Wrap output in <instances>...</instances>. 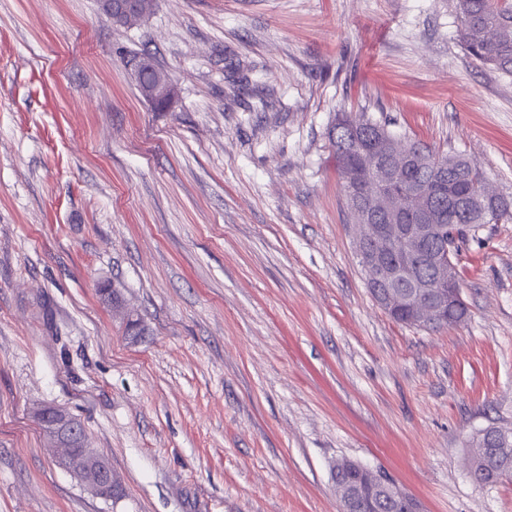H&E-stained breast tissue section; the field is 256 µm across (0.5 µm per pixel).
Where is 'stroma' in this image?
I'll return each instance as SVG.
<instances>
[{
    "instance_id": "stroma-1",
    "label": "stroma",
    "mask_w": 512,
    "mask_h": 512,
    "mask_svg": "<svg viewBox=\"0 0 512 512\" xmlns=\"http://www.w3.org/2000/svg\"><path fill=\"white\" fill-rule=\"evenodd\" d=\"M456 0H0V512H338L347 459L422 512H512L469 441L512 430V222L467 235L465 321L395 322L356 255L330 132L366 113L512 199V76ZM149 52L164 111L128 67ZM120 293L126 336L98 288ZM63 409L124 496L33 419ZM101 7L100 13L108 21L116 25H122L125 22L132 20H142L146 13L142 11L141 2L139 0H114V1H127L120 2L118 5L114 4L112 0H100ZM44 434L57 447L64 448L62 460L68 471L96 496L117 502L123 491L108 458L95 448H88L79 435V422L62 409L40 408L35 412Z\"/></svg>"
}]
</instances>
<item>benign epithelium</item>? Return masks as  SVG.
Instances as JSON below:
<instances>
[{
	"label": "benign epithelium",
	"mask_w": 512,
	"mask_h": 512,
	"mask_svg": "<svg viewBox=\"0 0 512 512\" xmlns=\"http://www.w3.org/2000/svg\"><path fill=\"white\" fill-rule=\"evenodd\" d=\"M100 13L108 21L122 25L135 19H143L140 0H101ZM131 74L138 89L147 101L163 100L171 105L176 96L175 87L166 73L152 72L148 63L137 61L132 65ZM417 148L393 142L382 155L371 151L365 156L362 178L374 182L397 180L414 160ZM372 208L386 215L379 224L367 223L368 214H360L359 236L370 239L376 249L368 257L370 280L377 288L384 289L379 303L387 309L405 307L411 319L421 324H432L444 320L448 307L461 298L460 288L449 270L452 265L443 260L448 250L444 240L443 225L439 224L440 214L434 197L423 192L413 193L404 198L376 195ZM413 211L421 216L418 224H403L404 212ZM402 241L407 247L403 260L389 257L391 243ZM422 257L432 267V279L417 275L415 257ZM398 284L408 287L406 292H394ZM37 422L44 434L57 447L64 449L62 460L68 471L96 496L105 500H116V493L122 490L108 458L95 448L86 445L79 435V422L62 409L40 408L35 412Z\"/></svg>",
	"instance_id": "benign-epithelium-1"
}]
</instances>
